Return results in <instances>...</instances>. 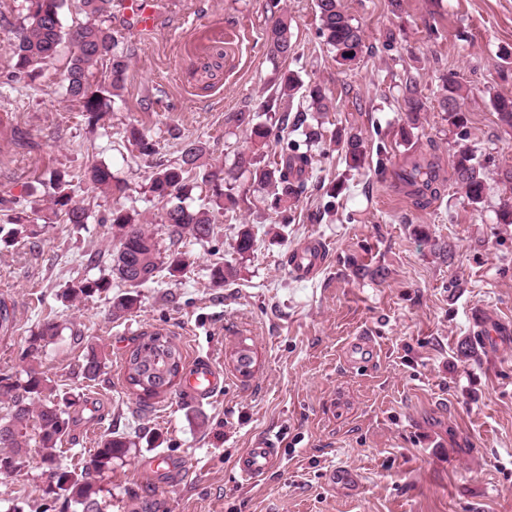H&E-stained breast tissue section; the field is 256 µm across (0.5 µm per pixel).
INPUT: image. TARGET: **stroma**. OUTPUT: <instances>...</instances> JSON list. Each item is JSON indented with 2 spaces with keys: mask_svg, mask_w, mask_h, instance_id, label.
<instances>
[{
  "mask_svg": "<svg viewBox=\"0 0 512 512\" xmlns=\"http://www.w3.org/2000/svg\"><path fill=\"white\" fill-rule=\"evenodd\" d=\"M266 3L165 0L159 30L141 42L113 18L130 67L121 95L93 123L65 90L70 41L35 79L0 82V224L22 209L46 213L50 171L77 174L101 161L128 182L125 197L77 182L75 200L95 216L116 204L139 213L162 254L191 259L184 275L163 271L137 288L136 307L116 318L120 284L76 302L64 297L83 279L111 278L108 225L61 223L38 245L1 244L0 302L12 325L0 331V374L22 377L32 330L61 325L36 359L58 394L75 401L59 465L81 469L111 432L136 442L103 481V512H512V333L489 344L479 327L512 330V225L497 221L512 200V184L500 178L512 169V127L492 106L512 96V0H400L396 12L389 0H344L366 45L350 64L321 37L316 0H281L295 47L271 61ZM288 71L321 85L334 104L297 209L281 217L244 175L235 186L240 209L217 214L212 238L172 241L149 192L156 165L201 141L209 163L232 168L252 145L228 115L255 109ZM449 75L469 90L467 143L486 177L477 205L455 182L458 137L439 106ZM409 79L427 110L406 143L399 130ZM133 127L152 136L156 155L141 157L128 143ZM343 129L363 134L358 168L332 140ZM413 162L433 166V188L398 179ZM245 229L254 244L241 254ZM311 238L325 243L328 262L299 281L288 253ZM218 263L237 271L221 287L210 280ZM156 331L186 362L206 357L222 369V392L190 404L179 390L143 400L128 389L123 360ZM361 336L372 340L374 362L346 363ZM243 338L257 354L248 378L226 358ZM90 343L107 355L93 383L81 372ZM266 436L280 466L243 481L239 457ZM157 455L169 459L168 471L147 469ZM335 470L352 473L356 486L333 482ZM46 485L30 451L19 472L0 474V512H74Z\"/></svg>",
  "mask_w": 512,
  "mask_h": 512,
  "instance_id": "obj_1",
  "label": "stroma"
}]
</instances>
